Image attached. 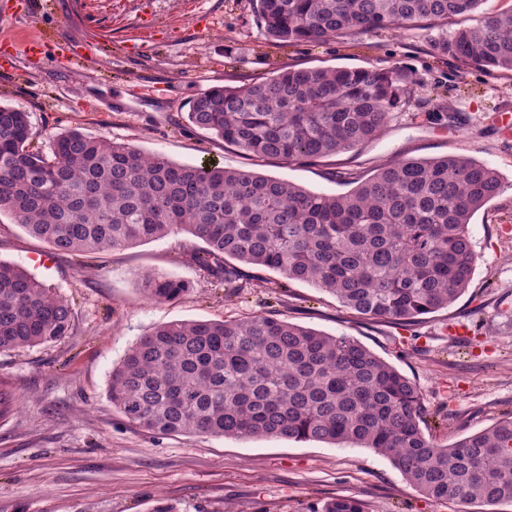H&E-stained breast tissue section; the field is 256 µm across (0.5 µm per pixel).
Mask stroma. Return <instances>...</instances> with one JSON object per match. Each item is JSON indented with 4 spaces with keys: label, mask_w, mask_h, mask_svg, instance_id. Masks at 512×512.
<instances>
[{
    "label": "stroma",
    "mask_w": 512,
    "mask_h": 512,
    "mask_svg": "<svg viewBox=\"0 0 512 512\" xmlns=\"http://www.w3.org/2000/svg\"><path fill=\"white\" fill-rule=\"evenodd\" d=\"M428 30L371 32L348 40L269 42L250 0H0V40L14 57L0 70V104L29 112L33 143L76 129L105 135L178 164L216 163L344 194L393 160L466 155L495 168L503 190L472 218L471 281L450 306L401 327L351 312L333 295L238 264L240 293L200 265L201 240L168 237L88 254L55 255L9 214H0V260L33 274L73 308V329L53 343L0 352V383L19 400L0 420V512H319L336 495L366 512H512L426 498L389 457L356 444L151 434L112 406L111 371L154 327L181 320L274 314L348 336L420 390L421 428L440 444L479 432L512 410V73L428 52ZM40 42L42 54L29 52ZM80 46L65 61L63 49ZM400 66L411 105L365 146L313 164L254 161L187 121L198 93L241 86L285 68ZM450 107L453 126L430 120ZM172 275L186 294L158 302L145 273Z\"/></svg>",
    "instance_id": "stroma-1"
}]
</instances>
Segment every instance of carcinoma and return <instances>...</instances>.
<instances>
[{
  "label": "carcinoma",
  "mask_w": 512,
  "mask_h": 512,
  "mask_svg": "<svg viewBox=\"0 0 512 512\" xmlns=\"http://www.w3.org/2000/svg\"><path fill=\"white\" fill-rule=\"evenodd\" d=\"M282 44L413 31L469 17L483 0H251ZM431 53L489 74L512 72V11L441 30ZM413 88L397 66L288 67L244 86L198 94L189 123L254 160L316 162L388 127ZM502 190L499 172L464 156L384 164L346 194L313 192L247 168L176 164L158 153L66 130L32 144L30 114L0 105V213L60 256L124 248L186 232L198 261L228 258L314 285L369 319L412 325L465 291L476 263L473 215ZM185 281L145 276L152 299ZM72 308L22 268L0 261V352L52 343ZM108 397L130 423L160 435L276 437L352 443L390 457L436 500L512 505V412L450 445L420 428L419 390L348 336L272 314L175 321L140 338L112 369ZM320 512H366L354 497Z\"/></svg>",
  "instance_id": "1"
}]
</instances>
